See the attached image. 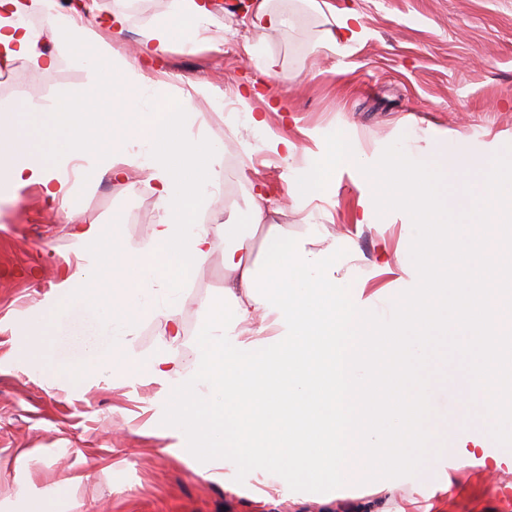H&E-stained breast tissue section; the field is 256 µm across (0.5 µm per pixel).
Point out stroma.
<instances>
[{
  "instance_id": "obj_1",
  "label": "stroma",
  "mask_w": 512,
  "mask_h": 512,
  "mask_svg": "<svg viewBox=\"0 0 512 512\" xmlns=\"http://www.w3.org/2000/svg\"><path fill=\"white\" fill-rule=\"evenodd\" d=\"M335 2L355 8L368 32L342 54L319 49L326 19L301 0H277L293 20L276 33L253 26V0H225L214 10L216 20L230 26L223 43H204L191 53L175 48L143 62L144 72H163L166 107L186 82L206 89L190 131L214 133L225 156L237 160L223 165L218 200L202 213L203 222L250 223L256 183L280 206L298 163L282 162L269 150L272 134L311 149L310 133H338L357 144L366 164L392 147L489 150L504 191L512 192V0ZM249 44L277 59L276 77L259 75L245 51ZM56 53L58 63L48 71L0 70V100L35 90L50 103L79 93L90 68L72 60L67 47ZM252 84L261 93L252 106L267 118L263 132L247 129L243 113L218 110ZM364 175L363 168L328 171L334 189L312 203L316 223H303L293 208L275 221L292 238L341 237L337 287L364 299L382 289L407 292L414 280L396 256L423 228L398 217L358 223ZM80 205L85 222L121 223L136 245L147 241L159 216L150 185L128 188L110 178ZM69 232L37 188L0 196V512H512V418L501 422L505 442H489L462 467L447 452L456 407L443 397L420 424L433 444L430 459L406 467L393 494L366 485L325 502L305 490L290 506L264 500L272 477L255 469L241 470L235 485L225 487L223 458L190 449L169 428L162 387L149 376L102 368L71 381L62 370L81 356L56 336L48 337L45 355H37L24 328L75 269ZM223 295L219 237L202 270L183 279L179 290L182 340L173 354L185 374L201 372L208 322L202 303ZM440 320L444 329L429 336L408 377L444 391L478 373L482 346L449 329L451 311ZM167 336L166 315L150 313L133 338L131 357L163 352Z\"/></svg>"
}]
</instances>
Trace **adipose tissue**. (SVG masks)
<instances>
[{"label":"adipose tissue","mask_w":512,"mask_h":512,"mask_svg":"<svg viewBox=\"0 0 512 512\" xmlns=\"http://www.w3.org/2000/svg\"><path fill=\"white\" fill-rule=\"evenodd\" d=\"M131 3L112 0L104 29L76 5L65 17L55 0H0V68L20 63L52 69L57 58L47 45L62 39L93 72L80 93L46 109L33 94L19 104L0 101V189L38 187L44 201L72 223L80 260L30 335H45L49 320L64 317L71 304L93 311V330L68 331L87 356L73 374L103 366L169 383L172 428L223 453L230 468L276 473L270 490L282 496L298 482L340 495L406 467L411 456H430L431 439L419 421L435 390L411 384L407 369L421 358L440 311L449 308L458 333H480L484 348L478 376L455 393L449 451L467 463L498 433L501 418L512 415V324L505 322L512 317V265L502 260L512 250V194H504L490 155L450 159L459 176V203L472 215L463 224L449 222L448 203L437 195L440 167L394 149L370 173L361 223L399 213L425 229L414 246L416 288L387 297L384 311L376 312L335 287L328 250L289 241L282 225L273 223L263 189L253 194L251 210L254 226L264 230L263 261L253 259L241 225L197 223V212L213 201L222 161L216 138L189 132L203 89L190 84L175 108L157 113L160 80L115 46ZM306 3L331 15L320 48L336 54L365 37L355 9L337 11L332 0ZM212 26L213 15L200 0H167L166 13L145 34L139 52L150 56L174 46L195 51ZM41 110L49 113L55 141L43 160L35 146L44 130L22 134L15 126L16 113ZM360 164L346 140L322 143L314 162L297 168L289 194L311 201L329 192L327 170ZM474 168L483 172L476 185L467 178ZM107 176L131 186L152 184L160 216L145 245L127 242L117 228L76 222L74 198ZM219 236L224 296L205 306L203 380L185 377L168 355L131 359L130 338L141 319L175 306L181 276L205 264ZM461 242L466 252L457 251ZM459 268L466 271L463 286L448 295V278ZM282 330L286 342L266 345L265 335Z\"/></svg>","instance_id":"ef3b65f1"}]
</instances>
